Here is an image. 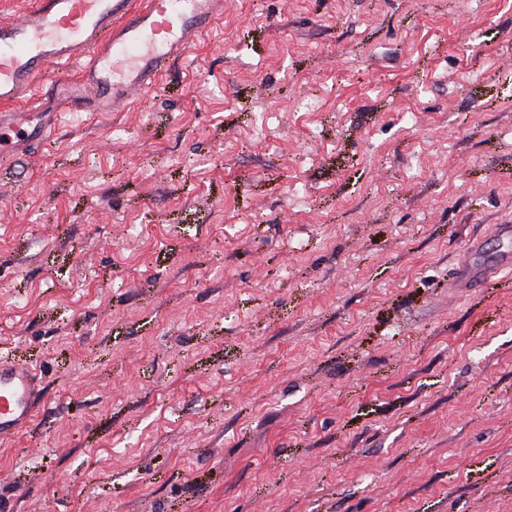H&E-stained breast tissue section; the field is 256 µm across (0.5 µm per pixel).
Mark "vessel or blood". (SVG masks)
Wrapping results in <instances>:
<instances>
[{
	"instance_id": "1",
	"label": "vessel or blood",
	"mask_w": 512,
	"mask_h": 512,
	"mask_svg": "<svg viewBox=\"0 0 512 512\" xmlns=\"http://www.w3.org/2000/svg\"><path fill=\"white\" fill-rule=\"evenodd\" d=\"M223 12L224 0H36L0 22V153L39 145L67 113L125 111ZM19 102L28 110L13 111ZM40 385L36 370L0 357L1 438L30 422Z\"/></svg>"
}]
</instances>
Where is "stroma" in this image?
<instances>
[{
    "mask_svg": "<svg viewBox=\"0 0 512 512\" xmlns=\"http://www.w3.org/2000/svg\"><path fill=\"white\" fill-rule=\"evenodd\" d=\"M502 224L512 0H225L0 157V512H512ZM38 372L8 357H0V437L17 434L33 416L40 392Z\"/></svg>",
    "mask_w": 512,
    "mask_h": 512,
    "instance_id": "stroma-1",
    "label": "stroma"
}]
</instances>
